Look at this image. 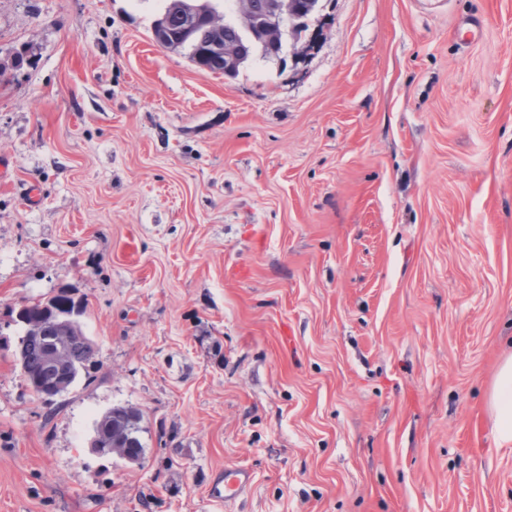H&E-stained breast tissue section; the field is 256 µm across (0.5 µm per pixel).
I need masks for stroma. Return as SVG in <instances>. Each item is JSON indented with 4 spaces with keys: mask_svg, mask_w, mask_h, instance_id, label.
Listing matches in <instances>:
<instances>
[{
    "mask_svg": "<svg viewBox=\"0 0 512 512\" xmlns=\"http://www.w3.org/2000/svg\"><path fill=\"white\" fill-rule=\"evenodd\" d=\"M160 7L0 0V512H512V0H320L232 78ZM60 293L98 355L47 403L10 313ZM488 407L499 447H512V356L505 358L497 370ZM141 419V414L131 407H112L96 422L93 438L99 437L103 448L112 454L122 456L124 455V448L121 447V441H117L114 446L112 444L109 448H106V446L112 443V429H115L116 432L123 430L129 456L141 459L144 452V446L139 435ZM252 483V473L245 467H224L216 470L208 488V495L215 501H231L241 496Z\"/></svg>",
    "mask_w": 512,
    "mask_h": 512,
    "instance_id": "1",
    "label": "stroma"
}]
</instances>
